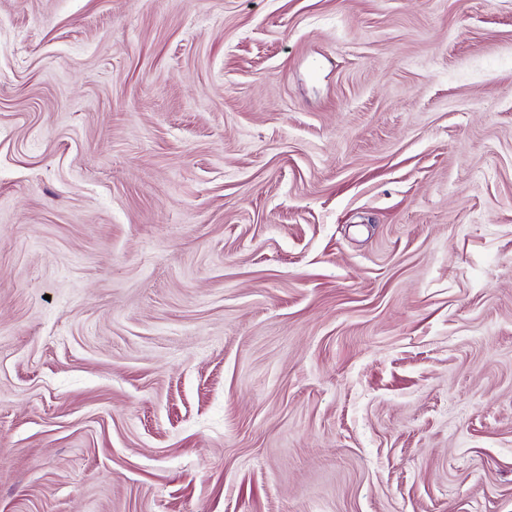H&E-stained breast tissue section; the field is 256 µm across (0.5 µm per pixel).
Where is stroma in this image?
<instances>
[{
  "label": "stroma",
  "instance_id": "stroma-1",
  "mask_svg": "<svg viewBox=\"0 0 512 512\" xmlns=\"http://www.w3.org/2000/svg\"><path fill=\"white\" fill-rule=\"evenodd\" d=\"M0 512H512V0H0Z\"/></svg>",
  "mask_w": 512,
  "mask_h": 512
}]
</instances>
